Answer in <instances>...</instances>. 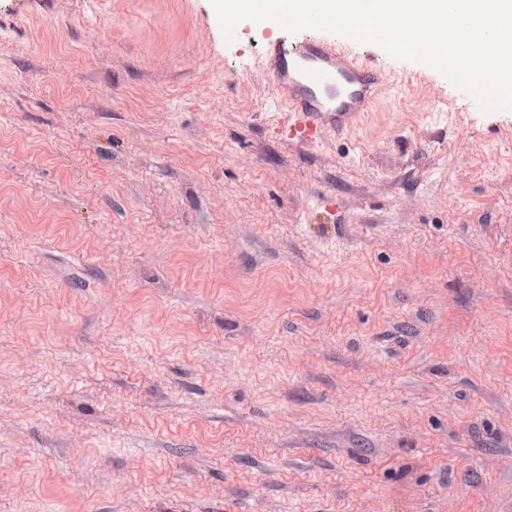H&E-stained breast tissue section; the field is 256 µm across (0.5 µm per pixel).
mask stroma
<instances>
[{"label": "stroma", "mask_w": 512, "mask_h": 512, "mask_svg": "<svg viewBox=\"0 0 512 512\" xmlns=\"http://www.w3.org/2000/svg\"><path fill=\"white\" fill-rule=\"evenodd\" d=\"M272 34L0 0V512H512V112L299 145Z\"/></svg>", "instance_id": "obj_1"}]
</instances>
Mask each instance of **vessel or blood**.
Masks as SVG:
<instances>
[{
    "instance_id": "b4317fda",
    "label": "vessel or blood",
    "mask_w": 512,
    "mask_h": 512,
    "mask_svg": "<svg viewBox=\"0 0 512 512\" xmlns=\"http://www.w3.org/2000/svg\"><path fill=\"white\" fill-rule=\"evenodd\" d=\"M264 64L267 77L285 95L290 134L308 146L327 135L343 137L385 83L383 71L342 39L307 38L289 46L272 37Z\"/></svg>"
}]
</instances>
